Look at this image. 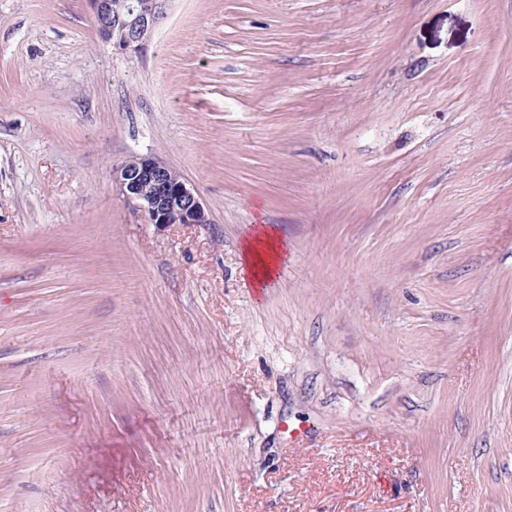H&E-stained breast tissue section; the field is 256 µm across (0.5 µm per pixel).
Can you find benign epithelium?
I'll list each match as a JSON object with an SVG mask.
<instances>
[{
    "label": "benign epithelium",
    "instance_id": "7a95c632",
    "mask_svg": "<svg viewBox=\"0 0 512 512\" xmlns=\"http://www.w3.org/2000/svg\"><path fill=\"white\" fill-rule=\"evenodd\" d=\"M173 0H152L143 6L134 0H88L93 21L102 40L118 50L140 52L167 16ZM112 183L138 211L152 216L150 223L205 224L207 211L197 191L185 180L173 179V169L152 155L133 156L112 168ZM151 188L144 196L142 190Z\"/></svg>",
    "mask_w": 512,
    "mask_h": 512
}]
</instances>
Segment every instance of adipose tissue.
I'll list each match as a JSON object with an SVG mask.
<instances>
[{
	"label": "adipose tissue",
	"instance_id": "obj_1",
	"mask_svg": "<svg viewBox=\"0 0 512 512\" xmlns=\"http://www.w3.org/2000/svg\"><path fill=\"white\" fill-rule=\"evenodd\" d=\"M242 254L255 291H263L275 280L286 255V244L277 228L255 225L242 245Z\"/></svg>",
	"mask_w": 512,
	"mask_h": 512
}]
</instances>
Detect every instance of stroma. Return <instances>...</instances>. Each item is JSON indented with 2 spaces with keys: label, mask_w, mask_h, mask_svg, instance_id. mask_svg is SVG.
Returning a JSON list of instances; mask_svg holds the SVG:
<instances>
[{
  "label": "stroma",
  "mask_w": 512,
  "mask_h": 512,
  "mask_svg": "<svg viewBox=\"0 0 512 512\" xmlns=\"http://www.w3.org/2000/svg\"><path fill=\"white\" fill-rule=\"evenodd\" d=\"M0 512H512V0H0ZM88 0L93 21L102 40L121 51L141 52L167 16L173 0H154L148 6L130 0ZM173 169L152 155L133 156L113 167L112 183L138 211L152 216L149 223L205 224L207 211L197 191L184 179L174 180ZM146 188L145 197L142 190ZM286 244L277 228L255 224L245 237L242 254L250 282L256 293H261L278 277L286 255Z\"/></svg>",
  "instance_id": "stroma-1"
}]
</instances>
